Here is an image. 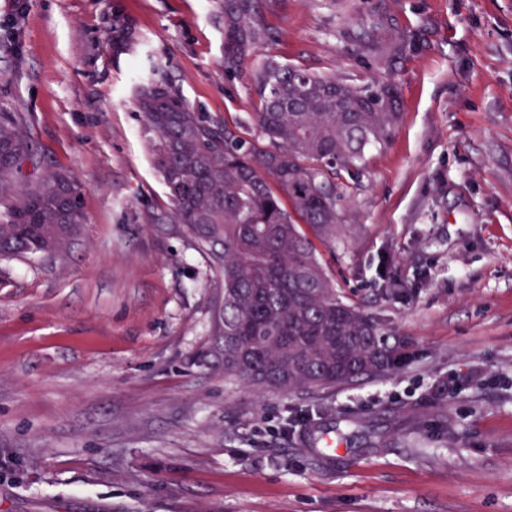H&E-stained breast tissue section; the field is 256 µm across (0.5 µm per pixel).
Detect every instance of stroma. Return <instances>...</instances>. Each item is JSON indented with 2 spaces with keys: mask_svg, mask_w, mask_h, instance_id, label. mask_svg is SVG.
Instances as JSON below:
<instances>
[{
  "mask_svg": "<svg viewBox=\"0 0 512 512\" xmlns=\"http://www.w3.org/2000/svg\"><path fill=\"white\" fill-rule=\"evenodd\" d=\"M262 20L231 79L222 0H0V111L85 216L62 252L0 259V512H512V0H266ZM268 58L398 89L316 245L403 347L384 376L261 393L198 359L221 278L169 219L132 86L157 75L249 134ZM133 44L132 29L119 16L112 19V45L116 52H124L131 48Z\"/></svg>",
  "mask_w": 512,
  "mask_h": 512,
  "instance_id": "1",
  "label": "stroma"
}]
</instances>
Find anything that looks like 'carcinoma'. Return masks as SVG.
I'll use <instances>...</instances> for the list:
<instances>
[{"instance_id": "obj_1", "label": "carcinoma", "mask_w": 512, "mask_h": 512, "mask_svg": "<svg viewBox=\"0 0 512 512\" xmlns=\"http://www.w3.org/2000/svg\"><path fill=\"white\" fill-rule=\"evenodd\" d=\"M261 0H224V73H241L267 41ZM132 29L112 19L124 52ZM257 136L206 120L164 80L136 85L151 160L182 224L221 268L222 302L207 355L224 375L278 392L382 375L402 353L372 315L345 301L311 237L336 241L342 202L360 186L366 149L396 125V87L336 80L274 59L253 77ZM40 163L25 116L0 112V257L60 252L85 218L74 180Z\"/></svg>"}]
</instances>
